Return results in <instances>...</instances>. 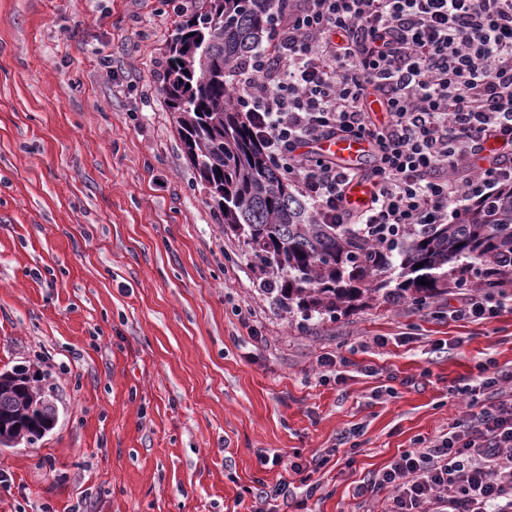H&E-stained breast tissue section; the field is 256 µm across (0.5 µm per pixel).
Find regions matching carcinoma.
I'll return each mask as SVG.
<instances>
[{
	"label": "carcinoma",
	"instance_id": "carcinoma-1",
	"mask_svg": "<svg viewBox=\"0 0 512 512\" xmlns=\"http://www.w3.org/2000/svg\"><path fill=\"white\" fill-rule=\"evenodd\" d=\"M270 4L199 0L177 27L161 86L187 159L221 212L224 233L247 247L260 290L308 320L372 294L425 306L474 278L497 287L489 275L512 270L511 190L491 218L471 207L459 224L411 225L383 241L355 224L321 223L267 164L245 114L230 104L229 83L262 45Z\"/></svg>",
	"mask_w": 512,
	"mask_h": 512
}]
</instances>
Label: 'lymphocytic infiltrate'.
<instances>
[{"mask_svg": "<svg viewBox=\"0 0 512 512\" xmlns=\"http://www.w3.org/2000/svg\"><path fill=\"white\" fill-rule=\"evenodd\" d=\"M230 99L322 223H458L512 188V0H288ZM336 136L372 146L362 209L346 204L357 171L309 149ZM506 308L512 291L474 284L456 289L448 316L490 321ZM470 393L478 408L356 495L384 494V512H512V392L487 371Z\"/></svg>", "mask_w": 512, "mask_h": 512, "instance_id": "f902f5d3", "label": "lymphocytic infiltrate"}]
</instances>
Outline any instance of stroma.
I'll list each match as a JSON object with an SVG mask.
<instances>
[{
  "label": "stroma",
  "instance_id": "stroma-1",
  "mask_svg": "<svg viewBox=\"0 0 512 512\" xmlns=\"http://www.w3.org/2000/svg\"><path fill=\"white\" fill-rule=\"evenodd\" d=\"M194 4L0 0V372L31 365L57 408L0 450V512H254L283 480L277 512H380L355 487L447 432L449 386L512 374L510 310L379 297L306 320L260 291L160 92ZM326 352L378 373L323 378ZM328 448L306 497L289 465Z\"/></svg>",
  "mask_w": 512,
  "mask_h": 512
}]
</instances>
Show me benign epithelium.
<instances>
[{"label": "benign epithelium", "instance_id": "1", "mask_svg": "<svg viewBox=\"0 0 512 512\" xmlns=\"http://www.w3.org/2000/svg\"><path fill=\"white\" fill-rule=\"evenodd\" d=\"M35 376L37 373L31 369L23 374L0 372V442L6 441L10 433L31 440L40 439L55 425V418L41 413L26 419L17 416L18 407L29 401L24 379Z\"/></svg>", "mask_w": 512, "mask_h": 512}]
</instances>
